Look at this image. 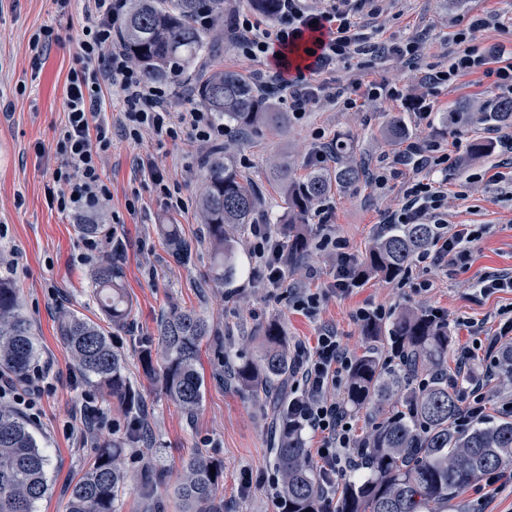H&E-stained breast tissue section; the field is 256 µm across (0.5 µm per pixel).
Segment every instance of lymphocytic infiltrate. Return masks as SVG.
I'll return each mask as SVG.
<instances>
[{"label":"lymphocytic infiltrate","mask_w":512,"mask_h":512,"mask_svg":"<svg viewBox=\"0 0 512 512\" xmlns=\"http://www.w3.org/2000/svg\"><path fill=\"white\" fill-rule=\"evenodd\" d=\"M81 3L84 24L75 65L68 75L66 120L55 135L54 154L58 164L52 172V184L47 188L51 206L76 216L96 211L111 196L101 169L112 151L113 130H120L122 136L136 143L147 131L171 139L188 131L203 145L224 138V126L212 113L195 107L172 111L169 86L149 81L130 62L116 40L117 20L127 0H81ZM486 24V19L475 18L455 34L457 49L444 69L435 66L419 69L422 52L415 41L365 45L357 32L355 11L338 6L336 0H324L323 8L314 14L306 11L304 0H279L278 13L269 23L251 13L239 15L235 20V40L241 55L263 65L255 74L259 90L276 95L289 112L301 115L323 102L356 108L364 93L375 98L402 96V89L367 84L358 78L346 82L324 80V73L335 69L337 63L368 54L404 59L409 68L419 69L421 84L431 90L457 76L480 70L493 79L496 87L512 92V61L497 65V53L474 42L475 32ZM312 29L323 31L324 37L314 50L308 75L287 80L282 70L266 67L272 48L295 42L302 33ZM445 199L437 182L408 177L401 204L389 212L385 222L419 224L432 220L437 229L434 244L420 253L417 260L452 271L469 261L481 232L468 224L448 225L442 212ZM252 234V254L264 269L267 282L274 287L281 286L285 279L281 245L273 240L268 225H254ZM296 361L303 387L296 422L301 429L321 438L318 450L323 462L321 487L329 496L336 486L337 473L357 468L351 454L355 441L347 428V409L331 394L350 373L352 361L331 329L323 330L311 349H298ZM45 389V372L41 366L29 371L21 387L0 373V398L11 397L23 410L35 411Z\"/></svg>","instance_id":"lymphocytic-infiltrate-1"}]
</instances>
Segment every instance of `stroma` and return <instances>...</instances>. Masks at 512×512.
Wrapping results in <instances>:
<instances>
[{
  "label": "stroma",
  "mask_w": 512,
  "mask_h": 512,
  "mask_svg": "<svg viewBox=\"0 0 512 512\" xmlns=\"http://www.w3.org/2000/svg\"><path fill=\"white\" fill-rule=\"evenodd\" d=\"M380 18L362 16L361 31L379 39L423 43L424 60L447 66L446 44L461 28L463 19L488 18L476 32L475 42L512 53V0H385ZM43 26L53 27L60 39L41 60H34L29 39ZM80 18L69 19L57 11L55 0H0V274L9 273L19 291L24 313L32 322L37 363L48 366L50 388L41 398L40 418L33 431L48 455L49 490L37 501L35 512H65L66 490L86 467L99 442L120 440L129 415L111 403L96 386L83 378L57 334L62 310H73L106 325L107 319L93 298L91 273L99 254H86L76 232V218L51 207L46 187L52 181L56 160L51 150L54 131L64 123L65 84L74 65ZM338 79L362 77L380 84L415 88L416 73L400 61L359 56L339 63ZM505 93L482 72H474L439 86L431 95L433 112L428 120L417 117L415 97L397 100L363 99L345 109L321 104L301 117L289 118L286 127L257 126L225 129L223 147L242 178L257 189L260 205L256 221L280 223L283 206L266 175L274 163L286 161L296 176H304L311 154L323 142L340 140L352 157L363 163L361 182L337 189L322 200V210L309 221L312 247L300 270L289 272L284 287L271 288L252 256V233L239 238L238 258L243 273L235 288L213 287L207 277L208 246L197 215L199 174H186L188 165H200L204 151L189 135L134 144L121 135L112 138V154L103 165L102 179L112 198L104 217L115 218L116 237L125 249L117 259L123 270V288L132 311L124 327L113 329L111 340L120 354L127 376L137 392L152 444L126 449L127 480L116 512H179L173 496L182 463L203 455L221 464L224 479L217 492L223 512H279V476L270 450L275 440L272 405L263 397L224 382L229 365L256 360L261 355L259 328L279 323L289 348L314 346L322 328L335 329L351 356L373 353L380 362L391 356L384 338L365 335L355 317L358 308L383 307L387 319L407 310H442L452 336L449 355L458 347L473 346L476 367L487 361L456 322L468 318L494 331V315L512 305V291L488 296L476 288L489 272L512 270V153L495 147L475 156L472 146L488 141V125L479 115L491 111ZM465 111L462 124L446 123L448 113ZM400 116L408 135L392 143L381 134L391 116ZM439 143L448 151V164L438 171L422 170L424 178L448 181L446 209L449 224L484 227L482 239L466 266L445 273L433 265L411 263L399 279L379 276L364 279L348 294L330 295L319 313L310 317L292 306L295 291H319L336 278L333 250L318 249L323 234L343 241L349 253L365 260L373 240L385 234L387 212L401 202L402 185L389 179L376 187L374 179L408 145ZM151 161L170 182L179 184L187 202L185 210L162 207L148 176L137 169L138 159ZM177 225L192 250L190 264L179 263L167 244L164 227ZM429 289H419V282ZM195 309L214 324L216 334L203 342L199 368L205 387L194 420H187L156 382L147 380L141 361L145 347L156 346L155 328L172 304ZM88 394L103 414L100 428L89 442H80L83 426L75 405ZM155 473L151 500L140 493L146 474ZM484 481H477L453 496L438 512H512V483L487 500Z\"/></svg>",
  "instance_id": "stroma-1"
}]
</instances>
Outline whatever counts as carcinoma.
<instances>
[{
    "instance_id": "cac0c4a2",
    "label": "carcinoma",
    "mask_w": 512,
    "mask_h": 512,
    "mask_svg": "<svg viewBox=\"0 0 512 512\" xmlns=\"http://www.w3.org/2000/svg\"><path fill=\"white\" fill-rule=\"evenodd\" d=\"M203 8L208 12L204 25L199 23ZM120 47L153 82L178 84L199 66L193 94L226 126L280 127L288 118L275 111L243 74L215 65L224 53V0H130ZM483 119L511 123L512 100L499 102L494 111L483 113ZM336 155L335 169L314 167L301 180L294 179L286 166L273 171L285 205V220L277 225V232L286 244L283 262L290 266L301 265L309 251L303 225L314 202L363 176L362 167L347 156L344 145L336 147ZM200 180L197 208L210 252L208 277L218 288H231L241 274L238 234L253 223L256 195L222 147L204 159ZM164 233L179 261L188 263L191 251L179 240L177 226L167 225ZM435 234L433 224L395 225L372 242L362 272L399 278L415 254L432 244ZM122 277L121 267L110 257L92 272L93 297L117 327L130 316ZM58 335L84 377L127 409L133 408L136 394L122 359L99 325L63 312ZM213 335L215 330L203 314L173 306L157 323L160 353L155 357L147 348L142 354L147 376L160 383L189 419L201 405L205 386L196 367L200 345ZM257 337L264 345L259 361L234 366L231 376L236 387L255 395L268 392L292 371L279 326L269 323ZM385 339L400 359V372L386 373L375 356L362 355L352 365L346 403L353 409L373 403L380 409L413 375L427 374L429 383L405 388V410L371 428L360 449V468L367 474L336 490L332 512H423L484 475L512 465V416L485 417L465 429L456 425L461 403L457 386L448 380L452 337L447 327L429 312L412 310L391 323ZM35 353L32 324L20 307L17 289L9 277L0 276V371L24 379ZM497 370L501 381L512 382V346L500 351ZM290 403L285 394L275 406L279 438L273 447V465L280 475L278 506L280 512H326L320 481L302 431L289 412ZM123 453L124 448L112 441L97 447L90 466L69 489L66 512H115L123 486ZM47 465L29 424L10 405L0 403V512H34V504L47 492ZM221 475V468L203 456L183 462L175 487L180 512H218L216 490Z\"/></svg>"
}]
</instances>
